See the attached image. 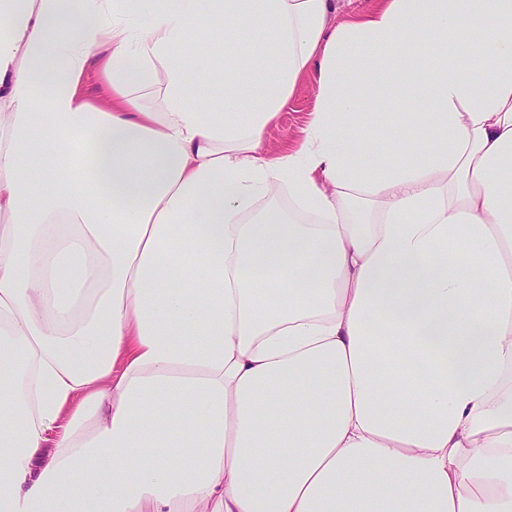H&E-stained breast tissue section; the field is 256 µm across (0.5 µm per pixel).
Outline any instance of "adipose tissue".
Segmentation results:
<instances>
[{
	"label": "adipose tissue",
	"instance_id": "adipose-tissue-1",
	"mask_svg": "<svg viewBox=\"0 0 512 512\" xmlns=\"http://www.w3.org/2000/svg\"><path fill=\"white\" fill-rule=\"evenodd\" d=\"M345 3L0 0V512H512V0ZM102 64V54L98 51L94 52L82 81V91L94 102L108 97V88L102 78ZM315 92L311 79L303 81L278 119L267 128L266 141L274 151L296 148L304 137L314 106Z\"/></svg>",
	"mask_w": 512,
	"mask_h": 512
}]
</instances>
